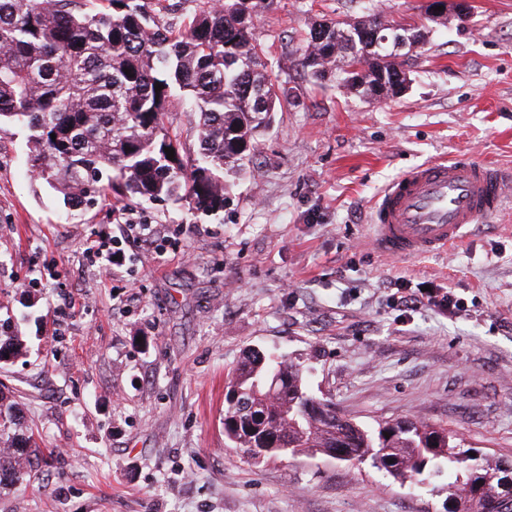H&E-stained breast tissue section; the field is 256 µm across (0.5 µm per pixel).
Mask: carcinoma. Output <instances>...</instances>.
I'll use <instances>...</instances> for the list:
<instances>
[{
    "instance_id": "cac0c4a2",
    "label": "carcinoma",
    "mask_w": 512,
    "mask_h": 512,
    "mask_svg": "<svg viewBox=\"0 0 512 512\" xmlns=\"http://www.w3.org/2000/svg\"><path fill=\"white\" fill-rule=\"evenodd\" d=\"M273 3L250 0L244 19L243 0H222L217 8L202 0L176 29L160 27L146 0H101L91 13L70 9L65 0H0V125L29 129L30 171L70 207L109 195L168 198L218 215L226 175L243 170L255 134L283 108L255 35L257 19ZM395 24L374 10L351 23L316 22L302 65L319 84L394 97L393 78L407 81L403 55L376 43L374 30ZM178 103L196 117L192 152L168 125ZM166 147L174 158L167 159ZM227 389L240 395L226 401L224 435L257 463L341 446L351 460L373 461L412 484L446 477L458 512H499L472 498L471 484L481 479L497 490L505 460L469 455L454 431L417 421L344 428L336 410L308 391L301 363L256 349L232 371ZM2 409L15 418L13 432L0 433V490H9L30 480L44 449L0 391Z\"/></svg>"
}]
</instances>
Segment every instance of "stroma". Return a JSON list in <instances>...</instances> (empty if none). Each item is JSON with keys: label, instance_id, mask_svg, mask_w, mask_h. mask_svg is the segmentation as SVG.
<instances>
[{"label": "stroma", "instance_id": "stroma-1", "mask_svg": "<svg viewBox=\"0 0 512 512\" xmlns=\"http://www.w3.org/2000/svg\"><path fill=\"white\" fill-rule=\"evenodd\" d=\"M424 3L277 0L256 35L287 103L215 218L174 200L66 207L31 176L26 131H0V320L21 343L0 390L56 452L0 512H444L440 479L230 447L227 374L251 348L302 362L309 391L355 423L422 420L512 460V204L438 255L391 259L370 242L380 192L409 168L469 156L512 170V0H472L445 28ZM370 9L428 30L407 91L313 83L312 22ZM117 208L164 240L127 246L108 279L83 251ZM400 276L464 311L402 313L383 286Z\"/></svg>", "mask_w": 512, "mask_h": 512}]
</instances>
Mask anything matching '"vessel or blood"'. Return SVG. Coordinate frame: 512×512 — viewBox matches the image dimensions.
Returning <instances> with one entry per match:
<instances>
[{"label":"vessel or blood","instance_id":"1","mask_svg":"<svg viewBox=\"0 0 512 512\" xmlns=\"http://www.w3.org/2000/svg\"><path fill=\"white\" fill-rule=\"evenodd\" d=\"M512 198V172L471 158L425 163L389 183L375 207L371 241L392 258L438 254Z\"/></svg>","mask_w":512,"mask_h":512}]
</instances>
